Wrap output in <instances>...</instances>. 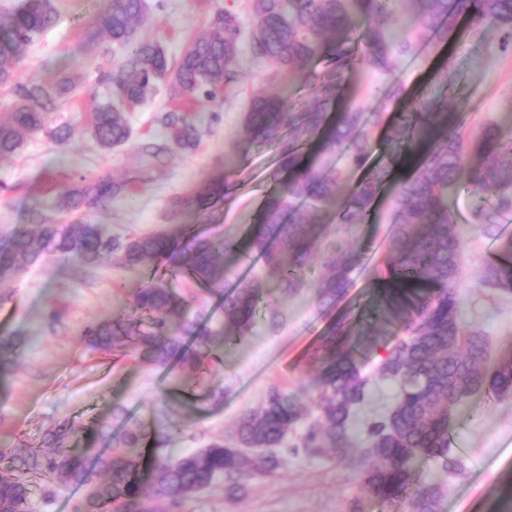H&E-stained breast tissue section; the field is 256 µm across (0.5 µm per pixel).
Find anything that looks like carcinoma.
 I'll use <instances>...</instances> for the list:
<instances>
[{"label": "carcinoma", "mask_w": 512, "mask_h": 512, "mask_svg": "<svg viewBox=\"0 0 512 512\" xmlns=\"http://www.w3.org/2000/svg\"><path fill=\"white\" fill-rule=\"evenodd\" d=\"M250 2V28H243L233 13L221 14L186 45L172 66L162 46L140 33L144 0H115L98 25L110 41L126 49V55L107 74L101 100L90 114L88 131L96 144L104 151L124 144L129 138L125 103L144 102L158 82L168 80L179 106L160 119L166 139L174 148H195L200 130L184 106L231 93L238 80L232 65L243 38L254 57L273 63L290 78L304 76L309 60L331 41L342 56L341 68L353 71L367 62L386 70L399 57L455 38L463 19L471 31L494 32L501 48L512 50V0ZM54 20L52 0H25L20 8L0 16V87L10 89L17 100L14 111L0 116L1 160L16 156L33 135L58 143L73 135L70 126H52L48 115L77 89L78 80L67 72L45 83L28 84L15 76L25 47ZM468 111V102L454 97L420 100L414 112L388 131L387 146L404 152L417 171L398 186L391 207L390 286L375 322L358 332L366 349L396 327L405 333L379 363L378 378L393 382L396 393L390 408L366 424L361 458L369 465L361 469V482L381 502L407 500L411 512H439L443 493L435 484L413 488L416 457L427 456L448 473L460 467L451 441L456 408L483 389L498 397L512 396V355L486 369V339L465 325L457 294L461 240L448 208V190L465 183L478 199L473 209L477 228L498 236L499 217L512 212V138L494 124L466 138ZM380 121L381 113L350 105L327 125L321 109L296 112L280 95L251 100L238 142L242 151L277 141L286 128L295 131L293 139L281 142L279 151L282 167L292 176L266 197L249 240L266 276L281 281L288 292L295 294L308 283L314 246L331 224L369 222L387 170H370L350 187L343 185L336 162L366 168L371 127ZM318 133L323 161L304 166L298 141ZM135 181H116L108 172L84 178L60 195L59 210L96 208ZM223 193V180H206L174 207L201 208ZM239 249L233 237L189 234L184 224L117 243L98 224L58 223L35 209L29 224L0 226V285L51 255L87 268L114 259L131 269L162 264L165 271L182 274L201 290L217 294L224 322L213 328L200 316H189L195 296L179 295L158 280L140 289L133 300L134 309L151 316L147 328L115 318L87 326L84 336L95 350L125 353L157 368L192 375L217 348L247 339L264 296L260 277L242 278L226 287L230 259ZM501 253L505 261L487 269L484 285L512 294V237L503 239ZM357 262L355 251L337 249L323 264L316 283L321 309H332L345 296ZM350 328L344 320L331 326L330 340L319 350L322 367L313 407H295L287 394L273 388L241 417L232 442L214 440L178 458L161 455L147 483L139 480L137 449L148 443L161 453L171 439L169 428L159 429L149 441L135 425L124 426L114 437L112 424L102 422L86 453L72 454L61 448L74 429L60 427L48 434L50 447L60 452L49 456L31 451L22 458V473L0 471V512H29L32 481L50 477L85 489L73 512H177L187 499L226 480L275 476L282 460L274 449L300 424V443L309 452L331 450L340 458L350 456L355 447L351 424L372 382L359 353L346 344L336 345V338L348 335ZM24 343L22 336H0V382L23 361Z\"/></svg>", "instance_id": "carcinoma-1"}]
</instances>
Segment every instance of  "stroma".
Wrapping results in <instances>:
<instances>
[{"mask_svg": "<svg viewBox=\"0 0 512 512\" xmlns=\"http://www.w3.org/2000/svg\"><path fill=\"white\" fill-rule=\"evenodd\" d=\"M141 32L177 59L191 40L219 11L236 14L251 26L250 0H145ZM54 26L41 34L22 54L20 80L40 83L60 71L77 73L80 84L49 115L51 124L69 125L73 142L59 144L42 136L26 141L20 153L0 160V224H26L33 206L54 215L57 222L81 221L103 225L108 234L125 240L134 234L152 233L179 223L210 236H231L247 241L266 195L285 179L273 146L242 152L244 114L259 92L288 95L296 110L325 108L336 116L348 104L367 112L383 113L372 135L370 166H391L386 189L396 179L412 176L404 161H390L384 151L386 135L401 113L412 111L419 97L453 95L467 100L470 112L467 135L489 122L512 137V52L502 51L493 34L466 35L449 48H425L399 58L388 70L360 65L340 95L325 100L322 88L336 66L329 50L306 68L304 82L292 85L276 66L255 59L247 42H240L234 68L240 80L230 101L204 103L198 147L171 149L159 157L145 146L163 144L159 116L172 105L167 82L157 83L148 99L128 112L130 137L112 151H101L86 132V118L93 112L92 95L102 77L124 57V48L104 36L90 40L94 18L105 15L112 0H55ZM450 54L455 71L452 87L438 83L435 72L443 54ZM404 89L401 100L385 101L390 83ZM115 179L137 172L133 188L96 210L73 213L55 209L60 192L100 171ZM223 177L221 199L176 215L174 200L206 179ZM469 188L457 184L448 193L462 241L461 274L457 292L468 327L488 340L492 360L512 354V297L497 294L482 282L495 263L500 242L482 234L473 224ZM385 202H378L370 223L342 226L332 245L321 244L313 255L322 264L333 248L359 249L361 260L352 275L346 296L331 312L316 302L314 285L299 294H285L278 282H269L259 302V312L247 342L228 343L218 357L204 360L191 383L135 361L122 354L91 350L83 336L85 327L130 315L135 293L160 273L153 268L130 270L112 261L80 281L74 264L61 256L47 257L7 286L0 287V336L25 339L22 366L0 387V471L17 466L32 450H46L49 431L60 426L81 429L72 446L79 453L85 434L99 421L124 408L128 418L144 431L158 421L172 429V454L191 452L214 438H230L239 418L257 407L269 390L287 392L291 401L307 407L316 393L317 352L334 320L368 315L379 291L388 283L383 262L389 231ZM57 310L56 324H49L50 310ZM279 314L278 326L268 323L269 310ZM453 446L463 462L455 475L443 473L436 462L416 458L413 468L424 483L444 490L439 512H512V493L503 485L512 479V396L497 398L479 391L454 415ZM284 465L275 478L247 477L233 494L217 487L188 499L182 512H410L408 502L382 506L360 483V470L350 460L333 454L319 456L291 446L279 449ZM77 487L57 479L33 485L32 512H72Z\"/></svg>", "mask_w": 512, "mask_h": 512, "instance_id": "stroma-1", "label": "stroma"}]
</instances>
